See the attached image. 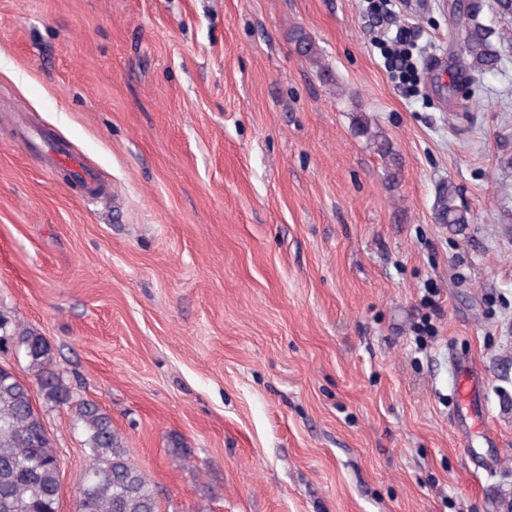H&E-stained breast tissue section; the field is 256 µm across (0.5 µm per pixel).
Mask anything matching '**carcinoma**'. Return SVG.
Instances as JSON below:
<instances>
[{
    "instance_id": "cac0c4a2",
    "label": "carcinoma",
    "mask_w": 512,
    "mask_h": 512,
    "mask_svg": "<svg viewBox=\"0 0 512 512\" xmlns=\"http://www.w3.org/2000/svg\"><path fill=\"white\" fill-rule=\"evenodd\" d=\"M510 16L512 0H467L450 32L462 73L480 77L498 71L501 33L497 22ZM293 40L302 56L321 67L320 50L309 35L298 31ZM355 126L376 144L378 152L392 155L390 144L379 139L367 118L357 119ZM436 206L442 224L460 229L471 222L451 182L440 189ZM1 335L9 338L36 377L42 407L62 405L60 397L69 394V388L54 370L52 348L44 337L2 312ZM67 405L74 408L89 456L79 494L80 512H159L155 486L128 462L112 418L87 399ZM44 416L33 404L29 388L0 372V512H58L59 451L53 440L40 435Z\"/></svg>"
}]
</instances>
